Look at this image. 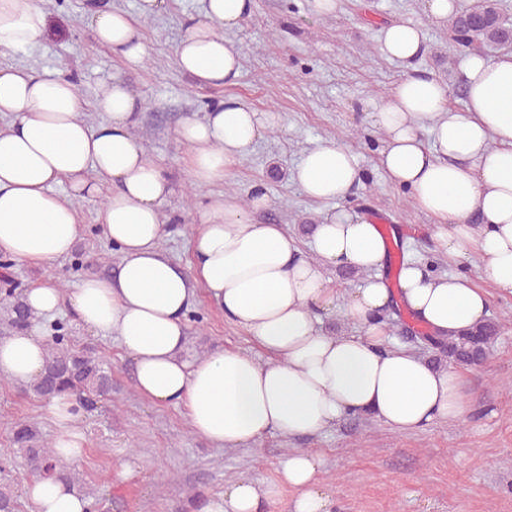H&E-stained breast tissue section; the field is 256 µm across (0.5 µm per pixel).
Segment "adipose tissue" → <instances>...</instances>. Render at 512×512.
Here are the masks:
<instances>
[{
  "label": "adipose tissue",
  "instance_id": "obj_1",
  "mask_svg": "<svg viewBox=\"0 0 512 512\" xmlns=\"http://www.w3.org/2000/svg\"><path fill=\"white\" fill-rule=\"evenodd\" d=\"M200 2L199 14L186 19L178 66L199 86L235 84L242 54L224 33L249 17L253 0ZM89 14L99 42L126 60L143 59L145 46L126 13L94 0ZM47 19L44 0H0V49L35 45ZM379 50L412 68L373 103L386 136L381 168L408 190L417 210L449 225L439 237L448 258H480V282L438 275L411 258L401 268L399 290H392L382 274L387 244L377 225L343 212L320 216L312 254L304 256L282 225L255 222V213L270 204L260 189L246 204L226 192L209 196L193 237L196 268L186 273L160 248L169 229L160 205L174 184L164 160L133 132L138 97L123 83L104 85L94 125L72 78L0 69V114L13 117L0 129V254L53 269L80 238L76 202L100 198L103 233L120 258L111 276L89 274L66 288L51 277L28 288L34 315L65 308L94 336L116 339L133 362L136 392L182 408L190 431L218 448H252L273 434L316 437L366 413L401 433L464 420L470 409L461 393L463 371L400 345L381 315L399 302L432 333L448 336L487 317L486 286L512 294V54L464 58L459 112L449 104L446 83L413 69L426 53L419 25L388 23ZM280 122L277 114L225 99L211 103L203 118H186L177 138L187 149L189 180L198 187L226 181ZM363 177L358 156L333 139L305 150L291 172L317 202L349 199ZM62 180L69 186L64 197L52 191ZM475 216L480 225L472 224ZM338 269L362 276L341 297L329 278ZM200 290L246 330L266 360L220 347L189 354L187 313ZM334 306L348 330L325 329L322 314ZM47 344L38 328L0 339V376L33 384ZM46 412L56 428V456L81 458L86 436L75 396L58 395ZM323 464L319 452L288 449L274 481L229 480L199 512H262L263 501L286 487L295 492L290 512H332ZM25 497L32 512L89 506L75 488L39 475L27 483Z\"/></svg>",
  "mask_w": 512,
  "mask_h": 512
}]
</instances>
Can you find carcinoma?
I'll use <instances>...</instances> for the list:
<instances>
[{"mask_svg": "<svg viewBox=\"0 0 512 512\" xmlns=\"http://www.w3.org/2000/svg\"><path fill=\"white\" fill-rule=\"evenodd\" d=\"M501 0H477L466 12L448 21V41L461 50H475L486 44L512 42V27L502 18ZM12 263L0 261V281L8 286L0 298L4 314L0 328L5 331L25 330L33 315L25 297L9 287L12 283ZM44 371L33 384L34 393L48 400L56 394L69 392L76 395L85 410L112 395V372L103 357L90 350H77L71 344L65 324L51 326ZM500 333L499 323L487 317L467 331L446 338H437L427 332L421 339L435 350L436 362L446 361L459 366L478 367ZM11 444L16 453L24 457L34 472L43 475L57 474L74 485L77 477L67 471L65 463L54 456V451L43 439L39 430L27 421H19L11 427ZM21 502L10 483H0V512H20Z\"/></svg>", "mask_w": 512, "mask_h": 512, "instance_id": "carcinoma-1", "label": "carcinoma"}]
</instances>
